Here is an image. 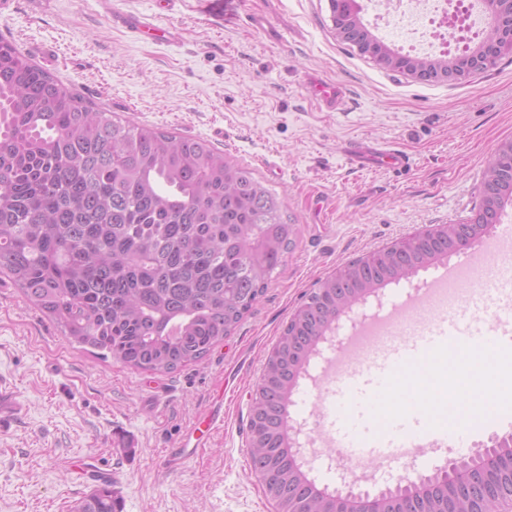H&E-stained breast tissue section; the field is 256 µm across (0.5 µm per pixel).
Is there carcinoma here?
Masks as SVG:
<instances>
[{"instance_id": "carcinoma-1", "label": "carcinoma", "mask_w": 512, "mask_h": 512, "mask_svg": "<svg viewBox=\"0 0 512 512\" xmlns=\"http://www.w3.org/2000/svg\"><path fill=\"white\" fill-rule=\"evenodd\" d=\"M299 233L253 172L201 139L131 124L0 38V275L71 343L170 374L231 335ZM374 286L402 279L382 254ZM264 368L273 423L252 469L276 467L288 398ZM76 512H122L112 482Z\"/></svg>"}]
</instances>
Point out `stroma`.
<instances>
[{
    "mask_svg": "<svg viewBox=\"0 0 512 512\" xmlns=\"http://www.w3.org/2000/svg\"><path fill=\"white\" fill-rule=\"evenodd\" d=\"M150 16L179 31L176 43L141 39L115 15ZM0 37L106 112L201 138L250 168L274 191L299 235L251 313L200 362L172 374L136 370L69 344L0 276V380L24 411L0 433V512H74L92 485L76 466L111 472L123 512H274L250 468L247 419L266 356L319 279L398 237L464 220L486 163L512 138V54L457 83H423L382 69L336 35L329 0H14ZM342 99L322 109L315 83ZM371 142L410 157L408 166L358 168L344 149ZM444 257L382 288L364 307L376 322L426 294ZM469 288H444L393 328L401 340L454 313ZM344 325L341 348L320 344L288 408L300 428L305 468L317 485L395 488L467 458L512 432V397L482 384L474 409L485 425L469 446L435 438L394 456L348 461L331 430L333 374L371 360ZM224 390V423L210 448L170 460L195 416Z\"/></svg>",
    "mask_w": 512,
    "mask_h": 512,
    "instance_id": "1",
    "label": "stroma"
}]
</instances>
